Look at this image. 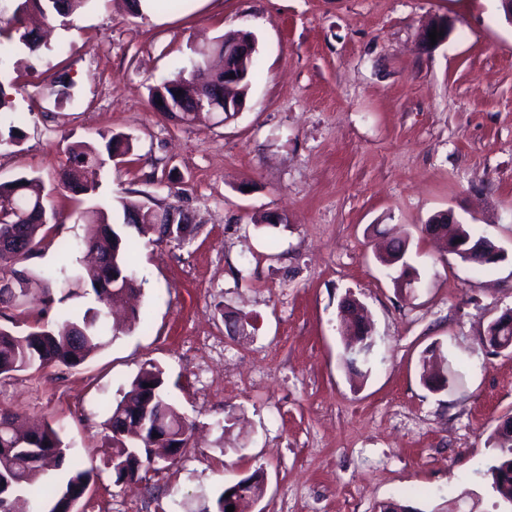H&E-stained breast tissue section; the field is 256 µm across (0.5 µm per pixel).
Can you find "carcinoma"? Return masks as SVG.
Here are the masks:
<instances>
[{
    "label": "carcinoma",
    "mask_w": 512,
    "mask_h": 512,
    "mask_svg": "<svg viewBox=\"0 0 512 512\" xmlns=\"http://www.w3.org/2000/svg\"><path fill=\"white\" fill-rule=\"evenodd\" d=\"M87 0H16V7L8 17L0 15V50L18 41L36 55L41 41L27 26V16L38 13L47 20L66 19L79 10ZM254 36L246 31H229L209 48L211 53H224V45ZM207 52V53H209ZM207 53L194 51L198 59L191 69H178L171 77L149 88L150 104H155L160 92L176 99L175 90L192 86L182 92L187 104L192 96L215 98L223 93V74H213L206 65ZM257 57L242 63L241 82L236 97L245 102L251 79L257 69ZM104 147L91 142H75L66 149V162L58 173V187L73 191L81 189L93 195L98 183L88 178L91 171L101 170L106 160L128 154L133 146L129 137L116 134L102 136ZM122 216L101 205H95L77 214L75 222L85 225L80 241L58 243L60 252L67 256L80 249L96 255L97 260L81 269L63 265L52 274L34 271L25 262L41 250L38 233L42 227L57 220V214L47 209L44 195L38 188V178L20 177L0 182V237L16 230L24 244L9 253H0V306L17 311L26 329L0 325V378L17 372L40 371L49 366L63 364L69 368L84 365L97 350L110 339L130 331L140 323L136 311H131L125 327L109 322L110 306L124 294L140 290L132 275L131 254L134 246L129 242L126 228L133 227L142 236L155 235L157 240L186 223L187 216L176 205L153 209L141 204L120 200ZM449 240L484 239L471 224L448 225ZM408 245L399 241L389 247L380 262L400 274V281L408 272L406 261ZM70 283L86 285L94 292L99 307L84 313L58 308L65 297H56L58 286ZM37 319L28 322L32 310ZM54 318L45 319L50 311ZM483 347L498 352L505 345L512 351V322L487 325L481 337ZM149 387H144V384ZM109 454V467L115 482H140L141 472L152 468L150 449L161 439L167 447L181 449L186 446L194 430L177 406L167 397L162 370L151 364L136 375L122 392L121 398L108 409L104 422ZM499 454L489 467L493 488L503 503L512 507V419L504 421V431L494 436ZM258 473L224 486L215 500L221 507L226 493L249 498L257 493ZM98 478L97 467L71 452L61 435V428L45 423L39 428H26L19 423V415L0 409V492L10 497H21L31 504L32 512H64L72 500L89 489Z\"/></svg>",
    "instance_id": "obj_1"
}]
</instances>
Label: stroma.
Returning <instances> with one entry per match:
<instances>
[{
	"label": "stroma",
	"mask_w": 512,
	"mask_h": 512,
	"mask_svg": "<svg viewBox=\"0 0 512 512\" xmlns=\"http://www.w3.org/2000/svg\"><path fill=\"white\" fill-rule=\"evenodd\" d=\"M439 18L454 23L447 41L422 47ZM49 29L35 67L23 45L9 57L21 137L0 146V182L38 176L65 217L29 267L63 264L54 241L81 238L73 216L97 201L189 216L181 243L139 241L142 328L79 368L0 379V408L59 424L98 467L78 512H209L259 467L264 494L244 512H379L392 499L446 512L460 498L501 512L488 467L512 417V354L480 344L512 310V24L499 0H161L143 18L87 0ZM229 30L259 50L243 110L189 125L155 112L150 86ZM61 75L67 103L49 94ZM104 134L132 152L103 168L95 197L59 189L66 146ZM448 208L506 260L482 273L426 236ZM396 240L410 288L378 259ZM349 295L371 322L369 365L345 359ZM431 349L448 358V390L422 380ZM150 363L196 435L173 465L119 485L107 409Z\"/></svg>",
	"instance_id": "obj_1"
}]
</instances>
